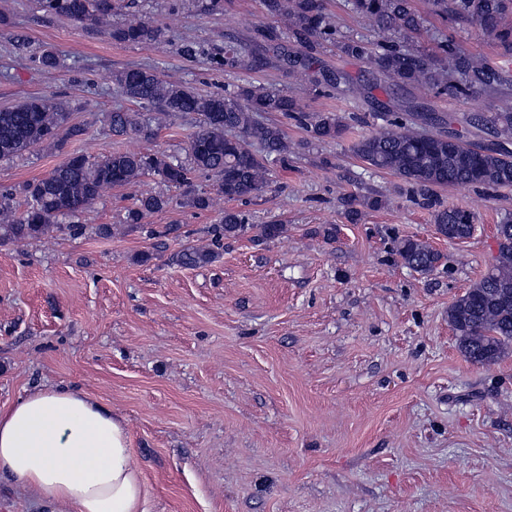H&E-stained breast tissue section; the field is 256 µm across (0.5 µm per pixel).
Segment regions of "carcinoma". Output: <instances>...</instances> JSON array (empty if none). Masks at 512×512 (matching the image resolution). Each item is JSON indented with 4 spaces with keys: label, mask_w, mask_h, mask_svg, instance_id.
I'll use <instances>...</instances> for the list:
<instances>
[{
    "label": "carcinoma",
    "mask_w": 512,
    "mask_h": 512,
    "mask_svg": "<svg viewBox=\"0 0 512 512\" xmlns=\"http://www.w3.org/2000/svg\"><path fill=\"white\" fill-rule=\"evenodd\" d=\"M433 14L458 26L477 24L503 49L512 54V0H429ZM269 14L284 21L286 33L301 47L336 37L341 52L368 57L385 86H427L450 95L484 93L512 100V68L476 56L454 39L440 52L409 48L407 40L423 27L424 18L414 0H346L348 9L363 22L369 37L341 34L325 17L320 0H264ZM38 11L68 18L84 27L105 30L119 43L158 44L161 30L140 20L112 24L117 11L130 7L126 0H36ZM112 83L140 112L115 109L107 116L114 136L154 139L168 120L179 114H195L198 130L190 137L188 162L161 152L114 153L92 161L75 154L48 176L23 186L26 209L16 214L0 205V243L38 240L53 232H82L81 224H60L61 217H76L113 187L132 186L152 174L169 187L183 190L182 205L196 210L213 208L215 198L234 201L258 194L267 184L268 163H288L293 147L282 128L260 118L263 112H279L297 120L317 141L334 139L344 130L343 117L335 112L307 113L297 100L282 90L245 83L233 90L202 94L186 84L167 81L154 71L124 68L112 73ZM381 124L362 135L352 152L369 167L389 171L405 184L416 204L432 210L436 233L451 240L469 237L474 216L448 208L438 201L436 189L456 185L512 187V111L470 113L462 123L478 130H493L496 141L476 152L453 133H431L426 127L440 118L431 112H409L407 117L379 114ZM68 113L59 103L29 98L0 110V161H8L60 135H82L83 129L67 125ZM214 175L212 190L194 184L198 175ZM170 198L153 193L135 196L127 223L137 224L147 213L159 212ZM256 231L258 238H275L281 224L247 223L232 209L220 212L210 229L206 247H189L181 255L184 265L200 267L222 254L224 239ZM499 251L495 265L448 308V323L462 354L478 364L497 362L512 345V217L497 225ZM402 263L429 275L440 267L444 254L429 244L404 239L397 247Z\"/></svg>",
    "instance_id": "carcinoma-1"
}]
</instances>
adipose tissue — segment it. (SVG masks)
<instances>
[{"label": "adipose tissue", "instance_id": "ef3b65f1", "mask_svg": "<svg viewBox=\"0 0 512 512\" xmlns=\"http://www.w3.org/2000/svg\"><path fill=\"white\" fill-rule=\"evenodd\" d=\"M47 512H147L122 419L69 387L28 393L0 411V479Z\"/></svg>", "mask_w": 512, "mask_h": 512}]
</instances>
